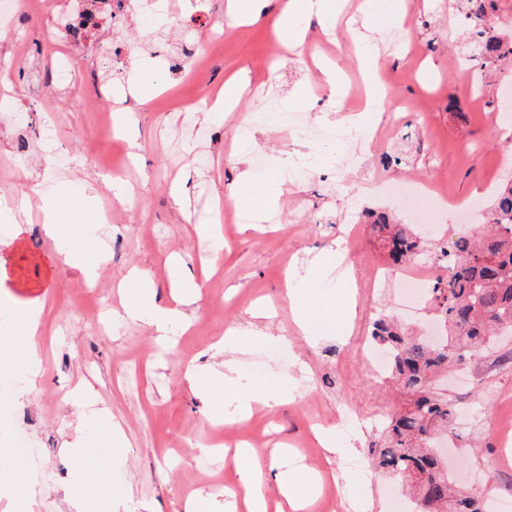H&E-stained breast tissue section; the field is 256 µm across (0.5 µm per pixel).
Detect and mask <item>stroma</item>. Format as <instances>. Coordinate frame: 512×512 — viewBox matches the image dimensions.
<instances>
[{"mask_svg": "<svg viewBox=\"0 0 512 512\" xmlns=\"http://www.w3.org/2000/svg\"><path fill=\"white\" fill-rule=\"evenodd\" d=\"M173 2L170 14H157L146 28L141 0H127L119 21L103 19L78 42L56 28L55 0H45L36 14L21 11L0 27V59L7 62L0 67V213L11 211L15 196L37 197L64 185L88 211L112 216L111 223L90 225L85 237L89 247L103 242L109 250L96 284L71 266L55 268L40 350L45 365L35 391L18 398L14 374L0 372V512H14L21 485L31 493V512H75L64 493L81 463L62 455L61 443L92 432L81 407L66 400L81 388L92 390V403L108 409L125 435L112 451L117 464L99 483L84 487L86 512H102L107 504L112 512H183L185 500L210 493L231 464L210 452L209 442L218 438L234 448L254 437L267 453L288 444L303 464L325 474V497L337 491L331 472H347L362 483L363 472L350 469L348 461L367 458L370 434L358 435L353 456H336L316 443L312 422L338 431L349 411L370 421L403 403L400 394L374 384L354 353L361 324L396 313L398 297L392 281L368 290V279L386 262L369 224L358 217L368 207L404 224L411 218L406 205L366 193L364 186L370 180L443 177L452 198L482 205L501 170L503 151L512 145V123L497 119L500 97L512 88V65L491 66L479 78L466 68L467 28L456 0H407L405 18L380 24L365 40L380 56L388 89L380 120L368 127L380 141L359 148L350 177L337 183L332 174L346 145L331 132L362 109L358 91L364 81L350 50L361 39L357 0H346L331 29L312 26L297 48L279 45L272 20L240 24L226 0ZM218 31L224 42L205 70L191 76L176 67V59ZM64 49L78 83L49 82L43 98L31 99L32 69L44 68ZM327 57L353 90L341 107L315 65ZM241 70L249 83L233 109H213L212 98L223 94L225 79ZM110 101L124 114L123 133L103 124ZM284 108L304 113L316 130L304 148L294 149L293 133L274 119V111ZM19 109L27 114L21 127L12 122ZM49 109L60 120L55 152L38 144ZM251 113L263 119L250 129L249 156L271 157L267 173L285 181L288 191L269 221H230L223 257L215 264L210 240L195 227L217 210L235 208L227 196L238 176L231 156L242 144L238 125ZM133 142L138 152H131ZM21 148L27 162L17 168L11 158ZM298 155L310 157L308 174L293 172ZM129 159L137 167L135 178L113 187ZM22 227L24 248L12 255V270L35 283L45 275V261L54 259L55 245L38 205H30ZM338 249L352 255L345 288L354 296L355 316L345 334L311 341L293 323L285 271ZM173 258L192 272L187 288L197 300L186 309L189 329L168 345L117 311L126 298L121 284L135 268L151 273L161 303H168ZM259 299L272 303L276 315L267 338L243 343L235 355L237 370L244 377L267 369L282 384L296 378L297 395L247 422L219 428L214 404L192 392L183 374L189 364H213L214 347L227 328L244 327ZM461 372L463 382L449 383L448 397L477 415L456 428L455 470L465 490L492 498L512 490V444H504L493 427L501 404L512 403V339L466 360ZM26 448L40 449L41 455L21 468L17 457Z\"/></svg>", "mask_w": 512, "mask_h": 512, "instance_id": "stroma-1", "label": "stroma"}]
</instances>
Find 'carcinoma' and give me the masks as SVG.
<instances>
[{
	"instance_id": "1",
	"label": "carcinoma",
	"mask_w": 512,
	"mask_h": 512,
	"mask_svg": "<svg viewBox=\"0 0 512 512\" xmlns=\"http://www.w3.org/2000/svg\"><path fill=\"white\" fill-rule=\"evenodd\" d=\"M493 0H466L465 19L481 51L465 58L468 70L481 74L492 64L512 65V42L503 40L488 17ZM483 224L439 247L437 260L445 276L430 289L446 339L437 345L422 336H409L389 318L372 323L378 345L393 343V380L404 405L387 414L369 452L389 474L410 479L408 488L421 512H487L486 500L460 491L438 449L429 446L449 434L457 409L434 388L440 373L478 355L501 336L512 335V181H497ZM392 265L399 266L425 253L422 238L409 224L387 215L374 219Z\"/></svg>"
}]
</instances>
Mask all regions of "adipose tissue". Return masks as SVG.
<instances>
[{
  "instance_id": "1",
  "label": "adipose tissue",
  "mask_w": 512,
  "mask_h": 512,
  "mask_svg": "<svg viewBox=\"0 0 512 512\" xmlns=\"http://www.w3.org/2000/svg\"><path fill=\"white\" fill-rule=\"evenodd\" d=\"M228 7L249 23H258L267 16H274L280 38L288 44L299 42L311 21L328 23L336 14L337 3L336 0H283L276 13L271 10V0H228ZM235 163L241 171L230 192L231 199L239 208L262 215L283 194L282 181L253 172L247 166L246 154H239ZM91 221L86 208L64 191L57 194L43 215L45 230L53 236L58 235L61 225L67 224L73 237H81L83 225ZM22 247L23 239L17 232L8 242L0 244V312L10 318L8 334L14 350L12 356L0 363V368L32 372L37 367L45 332L41 298L52 278L47 275L42 281L28 283L14 276L8 255ZM190 279L191 274L186 268L175 265L170 271V283L174 289L172 300L162 305L157 301L155 284L148 272L130 274L127 282L134 287L135 293L124 309L125 316L147 323L158 339H167L176 327L186 323L184 307L189 303L186 286ZM285 294L290 301L293 322L302 335H313L319 327L325 326V319L317 314L310 295L299 287L296 272L291 268L287 269L285 275ZM242 343L238 329H227L223 343L216 348L217 354L225 358L223 368L212 367L201 371L191 366L184 373L185 380L204 398L212 400L216 407L228 408V418L232 421L250 418L256 405H276L296 395V389L292 386H276L264 381L242 383L231 358ZM236 464L239 483L232 493L233 499L240 501L246 512H267L264 485L270 466L251 448L239 453ZM272 467L276 469L275 478L286 504L293 512H305L318 495L320 475L313 469L294 466L284 460L275 462Z\"/></svg>"
}]
</instances>
